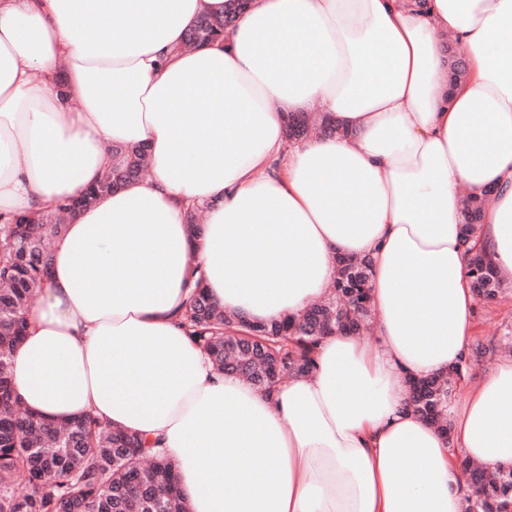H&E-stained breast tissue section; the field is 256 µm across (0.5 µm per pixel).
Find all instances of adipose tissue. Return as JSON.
<instances>
[{
	"label": "adipose tissue",
	"mask_w": 512,
	"mask_h": 512,
	"mask_svg": "<svg viewBox=\"0 0 512 512\" xmlns=\"http://www.w3.org/2000/svg\"><path fill=\"white\" fill-rule=\"evenodd\" d=\"M229 6L0 0V212L82 197L116 145L151 169L56 238L18 396L163 450L188 512H464L452 448L512 466V361L466 390L450 441L407 388L470 350L461 189L487 195L480 245L512 275V0H248L223 43L185 46ZM449 39L469 49L453 88ZM317 102L341 135L288 140ZM342 256L371 260L377 346L326 337L272 393L179 323L191 266L224 311L272 321L317 302Z\"/></svg>",
	"instance_id": "1"
}]
</instances>
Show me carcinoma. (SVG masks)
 <instances>
[{
  "label": "carcinoma",
  "instance_id": "1",
  "mask_svg": "<svg viewBox=\"0 0 512 512\" xmlns=\"http://www.w3.org/2000/svg\"><path fill=\"white\" fill-rule=\"evenodd\" d=\"M235 23V12L205 16L188 33L185 45L220 41ZM448 78H466L465 57L448 47ZM331 135L336 127L302 112L288 115L286 134L305 138L312 131ZM112 169L80 199L54 211L32 214L0 212V512H187L177 484V466L147 448L136 434L113 428L91 415L54 423L28 413L15 393L12 359L25 335L23 313L51 264L48 237L64 231L79 211L126 183L143 176L146 151L141 146L112 147ZM485 200H463V237L473 292L492 300L503 281L492 260L472 244L481 231ZM195 282L182 312V323L214 366L252 386L272 390L291 374L314 368L320 340L336 333L355 336L369 329L371 261L342 258L333 294L297 319L267 323L225 313L205 292L202 272L189 270ZM478 347L446 374L410 383L409 403L424 420L452 438L448 403L460 390L477 358ZM469 491L464 512H512V467L475 464L464 467ZM22 479L27 491L17 492Z\"/></svg>",
  "mask_w": 512,
  "mask_h": 512
}]
</instances>
